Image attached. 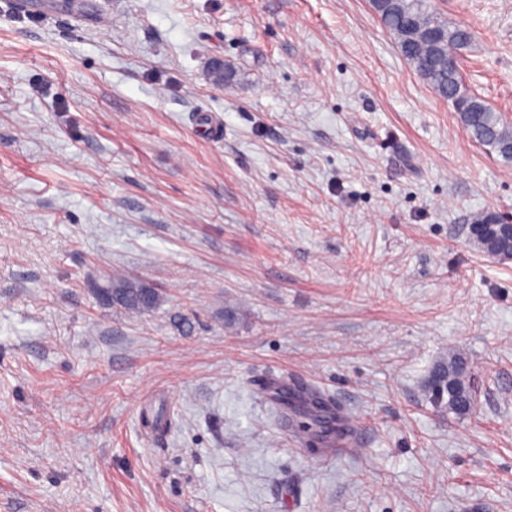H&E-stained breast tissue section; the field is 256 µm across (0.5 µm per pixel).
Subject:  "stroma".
<instances>
[{
	"label": "stroma",
	"instance_id": "35a3bbf8",
	"mask_svg": "<svg viewBox=\"0 0 512 512\" xmlns=\"http://www.w3.org/2000/svg\"><path fill=\"white\" fill-rule=\"evenodd\" d=\"M29 3L0 9V512H512V262L468 232L512 165L369 0ZM436 3L512 123V0ZM115 272L160 306H101ZM454 359L460 418L427 389Z\"/></svg>",
	"mask_w": 512,
	"mask_h": 512
}]
</instances>
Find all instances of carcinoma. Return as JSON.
Returning a JSON list of instances; mask_svg holds the SVG:
<instances>
[{
	"mask_svg": "<svg viewBox=\"0 0 512 512\" xmlns=\"http://www.w3.org/2000/svg\"><path fill=\"white\" fill-rule=\"evenodd\" d=\"M370 6L417 76L451 103L467 135L496 153L504 164H512V124L464 85L459 61L471 45L469 31L441 18L433 0H370ZM107 285L122 299L120 308L129 315L147 314L160 303L159 293L152 291L143 296L144 285L125 274L111 275ZM431 390L437 400L448 399V412L456 416L477 409L460 362L449 366L445 379L437 380Z\"/></svg>",
	"mask_w": 512,
	"mask_h": 512,
	"instance_id": "obj_1",
	"label": "carcinoma"
}]
</instances>
